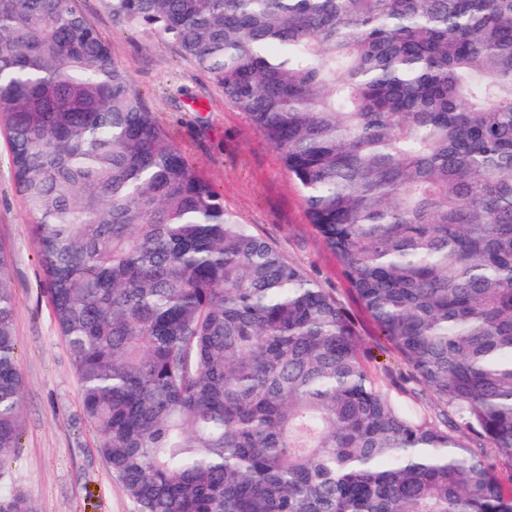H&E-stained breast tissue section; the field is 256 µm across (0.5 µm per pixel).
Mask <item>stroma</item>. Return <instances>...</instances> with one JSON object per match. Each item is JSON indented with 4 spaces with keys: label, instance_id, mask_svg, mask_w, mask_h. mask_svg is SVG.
Returning <instances> with one entry per match:
<instances>
[{
    "label": "stroma",
    "instance_id": "obj_1",
    "mask_svg": "<svg viewBox=\"0 0 512 512\" xmlns=\"http://www.w3.org/2000/svg\"><path fill=\"white\" fill-rule=\"evenodd\" d=\"M77 9L105 39L113 60L130 70L157 122L182 154L221 191L224 207L335 297L352 320L365 364L389 396L422 387L352 294L335 254L310 224L304 198L280 153L248 115L176 44L148 28L114 21L102 0ZM0 131V250L14 294V332L24 381L20 448L10 472L35 512H137L100 453L82 413L81 392L45 292L32 217L14 179Z\"/></svg>",
    "mask_w": 512,
    "mask_h": 512
}]
</instances>
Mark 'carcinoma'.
<instances>
[{"label": "carcinoma", "mask_w": 512, "mask_h": 512, "mask_svg": "<svg viewBox=\"0 0 512 512\" xmlns=\"http://www.w3.org/2000/svg\"><path fill=\"white\" fill-rule=\"evenodd\" d=\"M282 153L438 402L224 210L76 0H0V126L82 409L137 512H512V0H105ZM0 251V488L23 381ZM0 512H34L9 489Z\"/></svg>", "instance_id": "1"}]
</instances>
